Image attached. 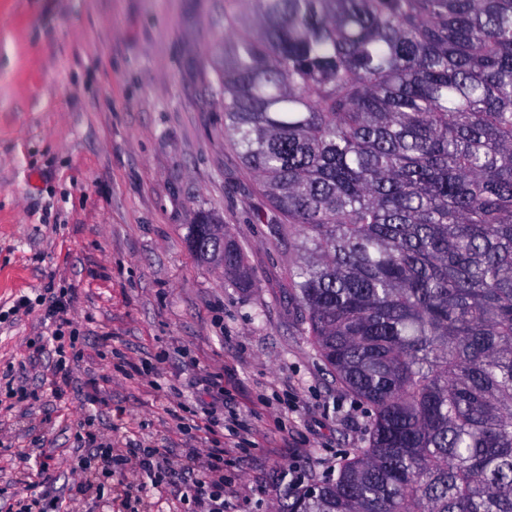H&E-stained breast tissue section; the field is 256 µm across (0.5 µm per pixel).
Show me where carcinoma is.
<instances>
[{
	"instance_id": "cac0c4a2",
	"label": "carcinoma",
	"mask_w": 512,
	"mask_h": 512,
	"mask_svg": "<svg viewBox=\"0 0 512 512\" xmlns=\"http://www.w3.org/2000/svg\"><path fill=\"white\" fill-rule=\"evenodd\" d=\"M224 137L288 295L372 411L277 512H512V0H227ZM210 214L189 226L193 248ZM224 278L252 287L224 227Z\"/></svg>"
}]
</instances>
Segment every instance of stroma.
Masks as SVG:
<instances>
[{
  "label": "stroma",
  "instance_id": "1",
  "mask_svg": "<svg viewBox=\"0 0 512 512\" xmlns=\"http://www.w3.org/2000/svg\"><path fill=\"white\" fill-rule=\"evenodd\" d=\"M224 35V0H0V504L197 512L180 475L143 484L127 451L179 467L220 448L224 512H275L368 445L369 407L288 297L295 242L274 237L259 176L224 137ZM203 211L234 231L253 287L189 249ZM49 291L65 324L13 314ZM57 329L60 398L42 352ZM95 448L111 475L85 471Z\"/></svg>",
  "mask_w": 512,
  "mask_h": 512
}]
</instances>
